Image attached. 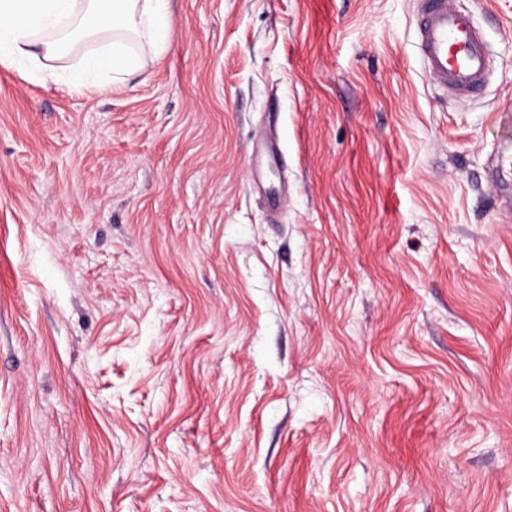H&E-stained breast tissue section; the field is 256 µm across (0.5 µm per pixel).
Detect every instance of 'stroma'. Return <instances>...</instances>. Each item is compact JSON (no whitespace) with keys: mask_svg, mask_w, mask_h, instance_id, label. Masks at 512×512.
<instances>
[{"mask_svg":"<svg viewBox=\"0 0 512 512\" xmlns=\"http://www.w3.org/2000/svg\"><path fill=\"white\" fill-rule=\"evenodd\" d=\"M172 0L103 92L0 65V512H512V0ZM418 47L430 80L449 96L473 98L488 79V45L469 13L447 0H419Z\"/></svg>","mask_w":512,"mask_h":512,"instance_id":"1","label":"stroma"}]
</instances>
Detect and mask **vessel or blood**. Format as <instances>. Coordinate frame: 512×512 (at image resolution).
Here are the masks:
<instances>
[{
  "label": "vessel or blood",
  "mask_w": 512,
  "mask_h": 512,
  "mask_svg": "<svg viewBox=\"0 0 512 512\" xmlns=\"http://www.w3.org/2000/svg\"><path fill=\"white\" fill-rule=\"evenodd\" d=\"M418 47L433 84L454 98H472L488 79V46L469 13L448 0H419Z\"/></svg>",
  "instance_id": "b4317fda"
}]
</instances>
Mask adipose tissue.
<instances>
[{
    "mask_svg": "<svg viewBox=\"0 0 512 512\" xmlns=\"http://www.w3.org/2000/svg\"><path fill=\"white\" fill-rule=\"evenodd\" d=\"M168 19L169 0H0V64L102 91L158 58ZM82 43L97 49L57 68Z\"/></svg>",
    "mask_w": 512,
    "mask_h": 512,
    "instance_id": "adipose-tissue-1",
    "label": "adipose tissue"
}]
</instances>
